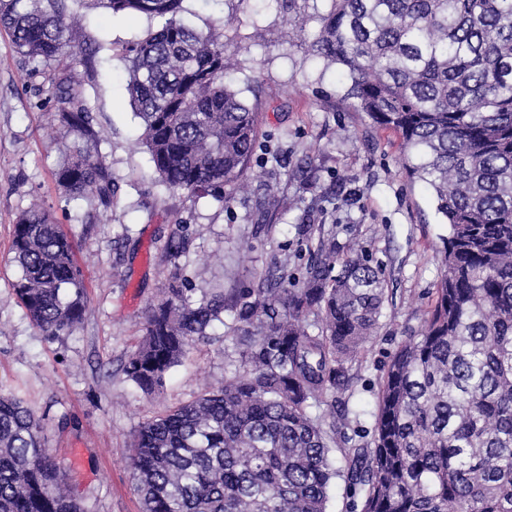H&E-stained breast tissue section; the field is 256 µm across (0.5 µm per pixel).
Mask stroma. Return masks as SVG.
I'll use <instances>...</instances> for the list:
<instances>
[{"mask_svg":"<svg viewBox=\"0 0 512 512\" xmlns=\"http://www.w3.org/2000/svg\"><path fill=\"white\" fill-rule=\"evenodd\" d=\"M67 6L82 28L83 48L93 53L83 73L86 96L102 136L100 158L117 191L103 206L59 190L54 68L32 70L0 29V390L23 398L41 417L45 446L73 495L88 512H141L128 465L139 423L222 387L232 369L229 328L217 322L155 393L127 380L123 364L170 278L197 297L252 287L273 266L298 271L308 259L298 227L325 195L336 198L326 222L338 255L365 249L389 283L378 333L350 371L349 407L359 417L341 434L370 430L382 369L421 326L448 233L430 191L403 169L399 137L371 126L346 98L338 69L308 54L317 23L308 22L298 45L288 44L282 0H184L182 20L199 29L233 16L225 54L235 88L259 103L260 135L247 193L219 202L168 190L137 143L140 120L128 101L121 51L153 21L85 0ZM272 190L291 199L292 209L271 212ZM36 198L72 235L87 286L82 327L54 340L33 327L12 288V224ZM176 230L184 251L172 263L165 252Z\"/></svg>","mask_w":512,"mask_h":512,"instance_id":"1","label":"stroma"}]
</instances>
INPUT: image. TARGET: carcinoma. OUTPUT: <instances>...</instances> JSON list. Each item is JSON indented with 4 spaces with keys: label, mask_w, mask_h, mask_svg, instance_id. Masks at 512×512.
<instances>
[{
    "label": "carcinoma",
    "mask_w": 512,
    "mask_h": 512,
    "mask_svg": "<svg viewBox=\"0 0 512 512\" xmlns=\"http://www.w3.org/2000/svg\"><path fill=\"white\" fill-rule=\"evenodd\" d=\"M284 0L288 22H319L309 52L340 69L346 97L374 127L396 132L401 164L448 224L443 273L420 329L384 366L373 435L338 448L353 411L341 395L387 298L368 255L336 257L308 215L301 278L269 273L224 303L168 284L123 366L144 392L230 313L235 360L224 387L140 423L129 464L142 512H327L332 480L361 512H512V0ZM161 18L125 49L140 143L169 189L231 198L247 186L257 106L225 81V22L194 29L183 0H90ZM0 26L52 81L65 136L55 170L73 197L112 203V173L78 77L87 64L65 0H0ZM74 241L34 202L12 225L17 303L54 339L87 307ZM322 412L313 415L310 409ZM340 452V466L331 456ZM0 512H83L32 409L0 391Z\"/></svg>",
    "instance_id": "1"
}]
</instances>
